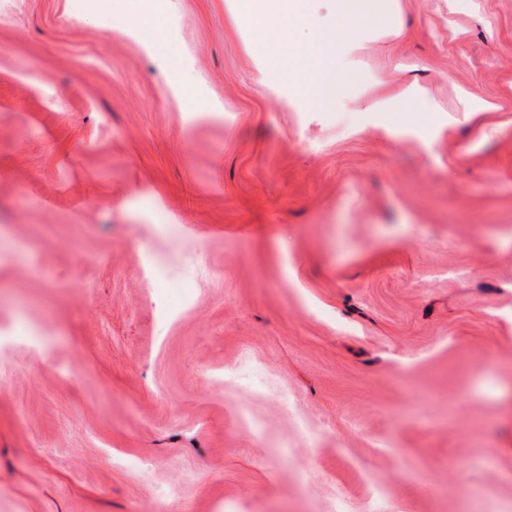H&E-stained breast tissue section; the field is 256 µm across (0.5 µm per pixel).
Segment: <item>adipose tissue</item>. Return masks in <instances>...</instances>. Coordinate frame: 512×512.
<instances>
[{
  "instance_id": "adipose-tissue-1",
  "label": "adipose tissue",
  "mask_w": 512,
  "mask_h": 512,
  "mask_svg": "<svg viewBox=\"0 0 512 512\" xmlns=\"http://www.w3.org/2000/svg\"><path fill=\"white\" fill-rule=\"evenodd\" d=\"M363 12L364 0H332L325 32L305 51L308 80L303 93L313 104L328 106L338 98L344 79L338 63L339 49ZM230 21L250 26L254 44L281 41L294 28L312 25L311 0H239Z\"/></svg>"
}]
</instances>
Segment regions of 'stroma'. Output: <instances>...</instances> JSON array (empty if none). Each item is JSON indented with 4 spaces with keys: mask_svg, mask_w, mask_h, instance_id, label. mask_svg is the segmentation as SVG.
<instances>
[{
    "mask_svg": "<svg viewBox=\"0 0 512 512\" xmlns=\"http://www.w3.org/2000/svg\"><path fill=\"white\" fill-rule=\"evenodd\" d=\"M129 2L0 0V512H512V0H368L329 109L330 0ZM312 0H240L230 16L232 24L242 21L251 26L253 43L290 39L296 27L313 24ZM332 10L325 32L305 50L308 80L303 87L307 99L318 106H329L338 98L344 73L339 67V49L345 43L366 0H330Z\"/></svg>",
    "mask_w": 512,
    "mask_h": 512,
    "instance_id": "1",
    "label": "stroma"
}]
</instances>
